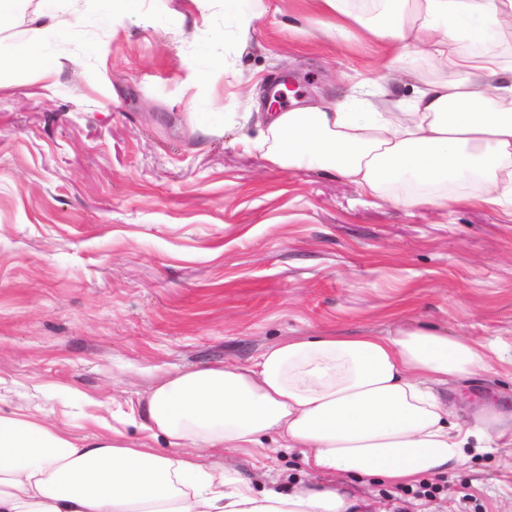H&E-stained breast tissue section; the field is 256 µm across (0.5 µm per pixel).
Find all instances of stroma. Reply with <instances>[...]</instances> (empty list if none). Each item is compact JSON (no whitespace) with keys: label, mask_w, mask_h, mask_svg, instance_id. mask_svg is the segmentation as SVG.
<instances>
[{"label":"stroma","mask_w":512,"mask_h":512,"mask_svg":"<svg viewBox=\"0 0 512 512\" xmlns=\"http://www.w3.org/2000/svg\"><path fill=\"white\" fill-rule=\"evenodd\" d=\"M247 45L220 0H145L135 17L74 0L48 37L53 83L0 76V413L29 407L81 438L93 416L137 441L131 415L161 377L256 356L317 331L423 325L496 346L467 395L512 407V218L460 201L407 208L337 178L271 168L236 145V113L277 89L400 97L440 76L423 57L391 82L381 43L344 40L312 0H263ZM305 475L297 451L258 476ZM434 499L358 487L378 512H512V446L439 477Z\"/></svg>","instance_id":"obj_1"}]
</instances>
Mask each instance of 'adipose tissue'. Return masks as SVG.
Returning <instances> with one entry per match:
<instances>
[{
    "label": "adipose tissue",
    "mask_w": 512,
    "mask_h": 512,
    "mask_svg": "<svg viewBox=\"0 0 512 512\" xmlns=\"http://www.w3.org/2000/svg\"><path fill=\"white\" fill-rule=\"evenodd\" d=\"M334 34L372 36L390 68L418 54L447 72L410 99L380 105L353 89L355 107L310 98L264 115L236 145L279 169L306 168L403 206L448 208L449 187L476 185L477 206L512 217V63L484 49L512 45V0H314ZM27 59L56 72L47 35H73L68 0H37ZM491 344L399 325L387 334L331 332L269 344L247 362L159 379L142 408L145 439L120 433L74 441L33 417L0 414V512H354L350 478L392 486L452 471L469 449L512 445V412L483 399L462 412L449 383L490 372ZM165 437L169 451L153 448ZM298 450L310 484L257 490L209 448Z\"/></svg>",
    "instance_id": "1"
}]
</instances>
